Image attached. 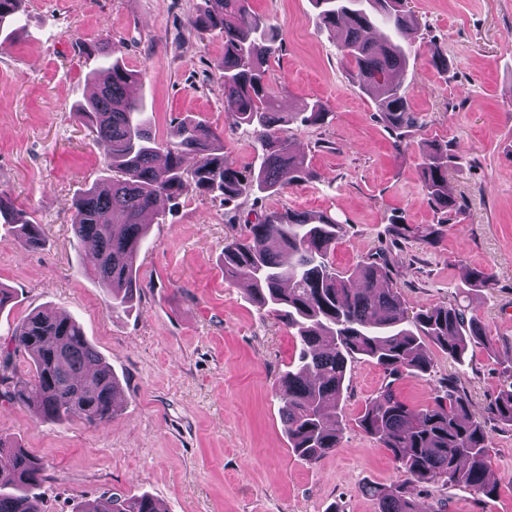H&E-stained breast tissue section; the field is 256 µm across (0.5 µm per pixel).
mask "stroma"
I'll return each mask as SVG.
<instances>
[{
  "mask_svg": "<svg viewBox=\"0 0 512 512\" xmlns=\"http://www.w3.org/2000/svg\"><path fill=\"white\" fill-rule=\"evenodd\" d=\"M201 0H25L27 25L0 48V190L41 224L45 244L24 249L0 226V285L15 299L0 312V338L37 309L72 314L119 378L118 412L104 428L35 419L0 401V435L46 464L44 512H76L104 493L147 494L167 512H376L363 486L399 479L386 449L358 419L388 377L368 361L352 364L341 405L342 439L315 464L295 456L284 431L279 380L297 353L288 328L259 311L245 283L224 279V239L272 211L325 214L343 226L332 260L352 272L386 261L408 312L459 301L478 316L495 346L464 363L432 350L430 376L395 388L412 407L432 403L451 378L474 416L512 365V0H413L417 55L402 77L421 125L395 149L371 97L354 85L337 40L318 27L311 0H251L277 25L281 50L267 62L281 111L317 101L324 124L289 126L311 179L275 196L252 193L224 205L182 196L150 229L139 259L141 290L131 314L108 313L106 294L77 275L84 252L72 243L71 204L102 176L107 148L80 124L74 107L89 97L95 66L87 51L110 39L115 56L145 71L138 92L165 138L193 117L224 135V154L254 163L249 127H229L215 63L224 42L188 31ZM449 62L439 73L428 59ZM447 144L455 212L441 215L423 190L419 156ZM408 224L446 221L437 247L400 239ZM491 269L495 285L466 292L464 269ZM493 497L434 487L448 512H512V428L488 422Z\"/></svg>",
  "mask_w": 512,
  "mask_h": 512,
  "instance_id": "stroma-1",
  "label": "stroma"
}]
</instances>
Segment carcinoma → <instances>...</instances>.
<instances>
[{"label": "carcinoma", "instance_id": "carcinoma-1", "mask_svg": "<svg viewBox=\"0 0 512 512\" xmlns=\"http://www.w3.org/2000/svg\"><path fill=\"white\" fill-rule=\"evenodd\" d=\"M187 17L190 30L210 31L224 39L217 62L224 84V111L232 127L252 128L261 157L257 168H239L224 158L223 137L202 120L183 119L170 135L153 134L154 117L130 98L129 88L144 78L112 58V46L96 49L100 60L92 77L96 92L74 116L97 141L107 143L104 159L109 175L75 196L71 230L77 244L90 245V264L81 275L106 291V307L114 315L132 308L138 260L150 224L161 214L160 203L195 192L228 203L255 191L281 192L283 173L304 182L312 171L296 151L286 126H314L328 117L315 101L296 112H281L269 92L264 64L279 51L282 38L267 19L254 13L249 0H202ZM323 28L340 40L352 82L374 101L379 117L395 135L394 146L420 126L401 83L394 75L410 60L416 17L406 0H313ZM22 0H0V46L22 29ZM193 165H187L188 160ZM448 143L422 151L423 188L431 202L450 212L456 197L448 181ZM0 224L15 225L24 247L43 243L41 225L15 208L0 192ZM393 232L430 247L442 240V224L392 222ZM343 228L327 215L273 211L243 234L224 241V278L245 280L259 309L295 330L300 349L281 378V419L289 447L299 458L316 463L341 439V402L348 368L359 360L381 367L391 381L365 406L359 427L392 456L401 472L389 484H372L364 493L377 512H446L440 498L416 508L411 490L433 485L463 487L492 497L488 478L490 436L484 421L472 416L466 394L449 380L434 404L409 406L393 388L402 377L423 378L433 372L432 343L461 363L473 348H492L477 315L454 301L426 307L408 317L386 263L367 262L342 273L332 262ZM477 292L493 286L485 268H470L463 277ZM31 360L26 381H13L17 356ZM487 404L488 417L512 426V366ZM121 394L111 367L103 361L74 318L54 312L28 314L0 342V399L21 404L37 418L57 422L79 420L107 426ZM45 463L0 437V512H43L40 489ZM78 512H164L147 494H104Z\"/></svg>", "mask_w": 512, "mask_h": 512}]
</instances>
